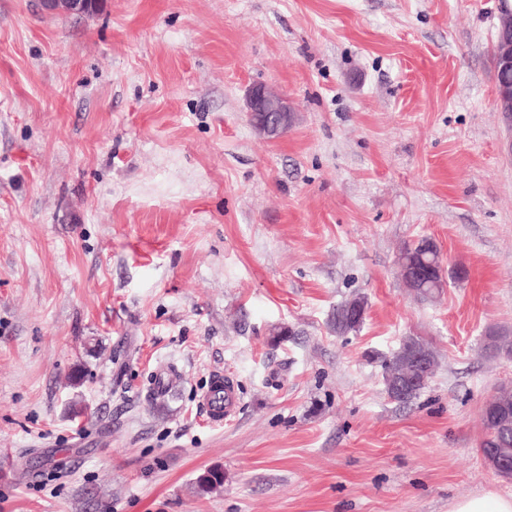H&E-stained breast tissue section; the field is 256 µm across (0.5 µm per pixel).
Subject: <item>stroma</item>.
Returning <instances> with one entry per match:
<instances>
[{
  "mask_svg": "<svg viewBox=\"0 0 512 512\" xmlns=\"http://www.w3.org/2000/svg\"><path fill=\"white\" fill-rule=\"evenodd\" d=\"M512 0H0V512H448L512 386ZM296 120L271 139L247 93ZM435 241L432 300L401 248ZM464 266L466 279L450 274ZM367 301L356 332L333 311ZM285 337H278L280 329ZM420 395L384 391L408 338ZM174 367L158 398L151 382ZM233 382L230 421L202 396ZM218 468L224 484L199 494ZM90 0H42L41 7L47 13L88 14ZM496 58L501 63L496 71L497 106L500 112H512V35L498 34L495 44ZM247 108L252 125L264 135H268L271 126L287 130L292 124L294 110L287 98L279 95L265 85L251 88L247 98ZM273 120V123L269 121ZM365 305L364 297L355 296L337 307L330 320L332 330L340 335L355 331L364 318L360 317L358 309L363 310ZM407 341H413L419 344L427 353L432 369L429 373L430 365L425 353L418 347H411L408 352V357L413 366V372L396 384V390L402 397L411 389L425 385L428 377L431 378L438 367L437 355L428 344L414 338H408ZM405 353L403 349L400 347L389 359H387L384 363V388L385 392L389 398L393 399V387L394 382L397 379H400L403 375L409 373L412 370V367L409 364L404 362ZM424 388H420L411 392L408 397L400 402L394 400L401 404H407L411 402L413 399L417 398L421 391Z\"/></svg>",
  "mask_w": 512,
  "mask_h": 512,
  "instance_id": "35a3bbf8",
  "label": "stroma"
}]
</instances>
